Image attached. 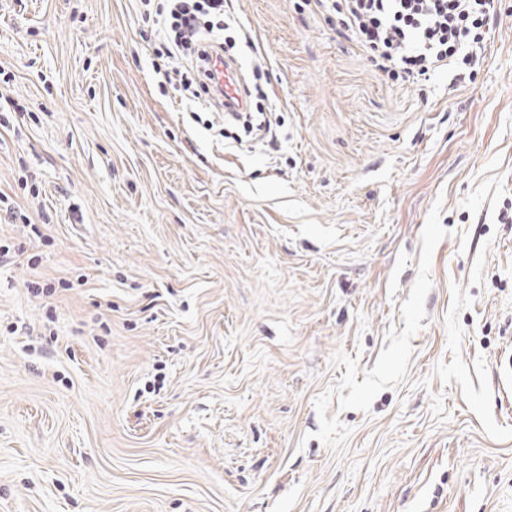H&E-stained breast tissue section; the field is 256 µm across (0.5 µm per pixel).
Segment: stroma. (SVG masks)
I'll list each match as a JSON object with an SVG mask.
<instances>
[{"label":"stroma","instance_id":"stroma-1","mask_svg":"<svg viewBox=\"0 0 512 512\" xmlns=\"http://www.w3.org/2000/svg\"><path fill=\"white\" fill-rule=\"evenodd\" d=\"M233 6L271 146L140 0H0V512H512V0L419 84Z\"/></svg>","mask_w":512,"mask_h":512}]
</instances>
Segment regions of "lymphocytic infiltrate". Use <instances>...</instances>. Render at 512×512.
<instances>
[{
	"label": "lymphocytic infiltrate",
	"instance_id": "f902f5d3",
	"mask_svg": "<svg viewBox=\"0 0 512 512\" xmlns=\"http://www.w3.org/2000/svg\"><path fill=\"white\" fill-rule=\"evenodd\" d=\"M315 11L336 13L343 32L366 50L389 80L411 83L458 64L476 66L485 35L496 19L494 0H304ZM230 0H169L157 18L161 46L173 64L169 81L183 80L188 34L199 14L224 16Z\"/></svg>",
	"mask_w": 512,
	"mask_h": 512
}]
</instances>
